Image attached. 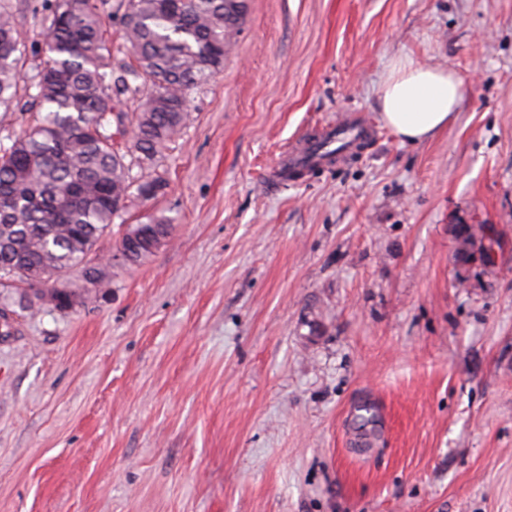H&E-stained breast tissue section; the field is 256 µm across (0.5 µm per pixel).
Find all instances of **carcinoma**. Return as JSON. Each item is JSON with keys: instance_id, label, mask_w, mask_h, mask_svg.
I'll use <instances>...</instances> for the list:
<instances>
[{"instance_id": "1", "label": "carcinoma", "mask_w": 512, "mask_h": 512, "mask_svg": "<svg viewBox=\"0 0 512 512\" xmlns=\"http://www.w3.org/2000/svg\"><path fill=\"white\" fill-rule=\"evenodd\" d=\"M11 0H0V108L18 105L40 118L0 139V284L24 286L27 308L47 301L66 308L76 289H55L44 274L108 287L91 265L99 239L136 202L166 182L144 174L190 120L192 90L224 66V45L246 0H46L44 67L22 70L20 33ZM109 16L122 43L108 45ZM138 102L136 112L123 108ZM140 171H134V168ZM174 219L153 215L128 228L126 264L139 263L172 235Z\"/></svg>"}]
</instances>
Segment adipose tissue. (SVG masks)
<instances>
[{"label": "adipose tissue", "instance_id": "obj_1", "mask_svg": "<svg viewBox=\"0 0 512 512\" xmlns=\"http://www.w3.org/2000/svg\"><path fill=\"white\" fill-rule=\"evenodd\" d=\"M465 94L455 72L406 59L393 63L377 94L384 124L404 142H418L445 127Z\"/></svg>", "mask_w": 512, "mask_h": 512}]
</instances>
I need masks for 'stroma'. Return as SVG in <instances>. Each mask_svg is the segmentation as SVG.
<instances>
[{
	"mask_svg": "<svg viewBox=\"0 0 512 512\" xmlns=\"http://www.w3.org/2000/svg\"><path fill=\"white\" fill-rule=\"evenodd\" d=\"M42 2L12 0L29 72ZM397 57L466 81L416 143L376 108ZM190 111L95 255L149 214L166 245L64 310L0 287V512H512V0H247ZM348 111L358 157L267 187Z\"/></svg>",
	"mask_w": 512,
	"mask_h": 512,
	"instance_id": "35a3bbf8",
	"label": "stroma"
}]
</instances>
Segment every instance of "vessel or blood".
Returning <instances> with one entry per match:
<instances>
[{
	"instance_id": "b4317fda",
	"label": "vessel or blood",
	"mask_w": 512,
	"mask_h": 512,
	"mask_svg": "<svg viewBox=\"0 0 512 512\" xmlns=\"http://www.w3.org/2000/svg\"><path fill=\"white\" fill-rule=\"evenodd\" d=\"M375 133V128L362 114H345L336 123L319 129L317 138L321 146L318 150H310L308 141L304 140L279 158L275 166L278 185H287L293 171L310 168L316 170L340 162L359 141Z\"/></svg>"
}]
</instances>
